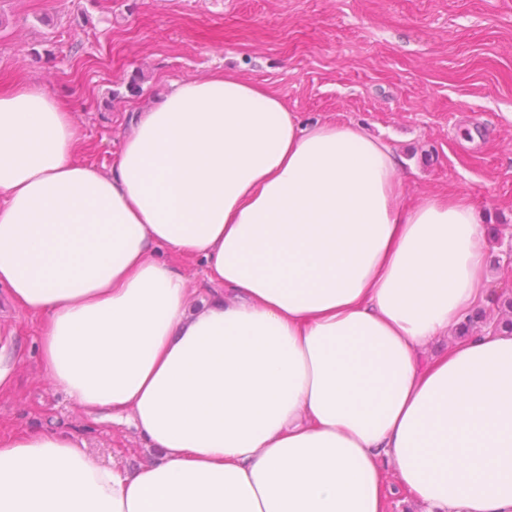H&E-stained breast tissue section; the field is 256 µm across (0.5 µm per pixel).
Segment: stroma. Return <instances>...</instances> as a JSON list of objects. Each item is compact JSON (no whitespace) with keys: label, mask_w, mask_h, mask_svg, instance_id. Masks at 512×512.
Returning <instances> with one entry per match:
<instances>
[{"label":"stroma","mask_w":512,"mask_h":512,"mask_svg":"<svg viewBox=\"0 0 512 512\" xmlns=\"http://www.w3.org/2000/svg\"><path fill=\"white\" fill-rule=\"evenodd\" d=\"M227 66L303 119L391 142L410 198L466 196L493 231L496 292L512 294V0H0V95L42 87L105 171L170 82ZM0 329L18 354L1 428L65 431L104 464L145 457L132 429L41 375L40 319L2 286Z\"/></svg>","instance_id":"35a3bbf8"}]
</instances>
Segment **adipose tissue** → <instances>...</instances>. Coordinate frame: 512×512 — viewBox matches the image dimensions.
I'll use <instances>...</instances> for the list:
<instances>
[{
    "label": "adipose tissue",
    "mask_w": 512,
    "mask_h": 512,
    "mask_svg": "<svg viewBox=\"0 0 512 512\" xmlns=\"http://www.w3.org/2000/svg\"><path fill=\"white\" fill-rule=\"evenodd\" d=\"M81 141L41 87L0 96V286L150 456L0 435V512H512V331L458 333L495 298L481 210L407 202L391 144L233 70L173 82L109 172Z\"/></svg>",
    "instance_id": "adipose-tissue-1"
}]
</instances>
